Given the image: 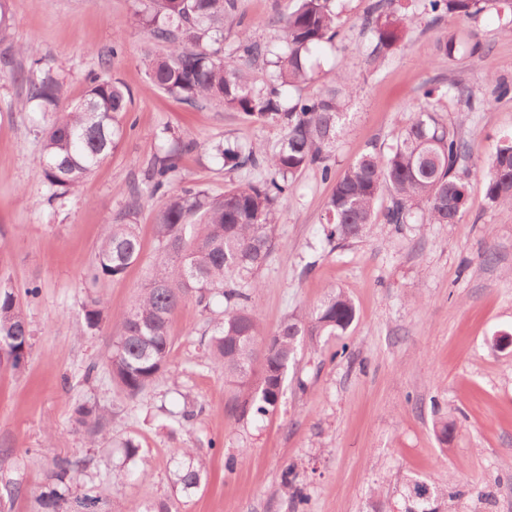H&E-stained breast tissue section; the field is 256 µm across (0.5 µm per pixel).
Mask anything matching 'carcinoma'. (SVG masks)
<instances>
[{"mask_svg":"<svg viewBox=\"0 0 512 512\" xmlns=\"http://www.w3.org/2000/svg\"><path fill=\"white\" fill-rule=\"evenodd\" d=\"M296 2L283 17L282 37L273 44L258 42L241 29L238 0H140L139 22L155 43L165 46L163 54L149 55L146 63L157 87L191 106L201 99L218 101L228 110L280 125L285 135L272 152L260 145L216 146L224 166L257 173L220 195L202 189L169 193L179 154L194 149L190 142L175 140L173 148L147 164L145 189L160 199L153 224L159 260L130 309L111 315L93 297L83 307V332L96 331L111 319L117 324L109 372L131 399L144 397L168 371L171 317L190 298L205 309L213 296L224 300V315L213 324L208 347L214 368L235 388L232 409L242 416L275 410L288 367L305 337H322L328 345L355 320L351 298L336 289L310 312L285 318L271 333L250 306L251 291L259 287L256 274L277 246L276 203L306 169L316 168L324 179H331L330 152L347 117L341 86L345 75L340 70L333 77L338 86L324 95L288 100L289 90L308 79V58L336 37L331 0ZM491 6L512 12V0H376L364 19L371 40L368 62L377 66L387 58L398 40L396 23L401 18L412 22L432 13L436 21L449 13L476 22ZM233 32L237 47L226 54L224 42ZM259 63L272 68L270 79L261 83L249 73ZM12 76L26 86L27 102L39 103L45 112L57 111L66 99L63 84L49 73L32 79L14 69ZM443 97L464 98L468 112H484L489 106L455 85L436 98L427 92L387 151L372 147L335 180L325 205L327 244L369 234L385 189L390 197L382 212L386 224L397 228L461 221L469 197V171L463 161L471 148L457 126L441 115ZM130 104L131 93L122 82L93 74L82 100L46 128L42 173L59 194L78 187L118 148ZM483 179L488 202L511 208L512 135L492 149ZM138 200L131 195L122 216L108 225L91 281L120 277L139 260L142 245L134 221ZM31 339L18 292L0 281V358L18 365ZM77 413V423L90 439L103 434V410L84 405ZM77 466L79 462L66 458L56 462L51 483L37 496L41 508L56 512L70 503ZM205 475V462L191 457L173 472L172 483L188 491ZM405 488L406 512H438L430 502L462 496L456 488L436 489L416 479L408 480ZM108 492L107 486L91 488L76 498L77 506L81 512H97Z\"/></svg>","mask_w":512,"mask_h":512,"instance_id":"1","label":"carcinoma"}]
</instances>
